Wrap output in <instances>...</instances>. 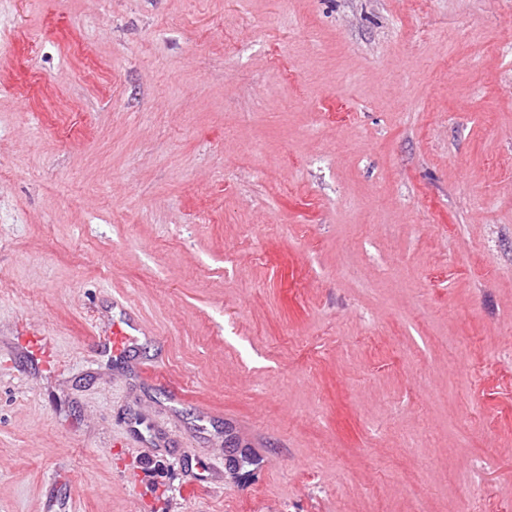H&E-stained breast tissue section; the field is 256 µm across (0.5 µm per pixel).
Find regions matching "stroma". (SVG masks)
Returning <instances> with one entry per match:
<instances>
[{
    "label": "stroma",
    "instance_id": "stroma-1",
    "mask_svg": "<svg viewBox=\"0 0 512 512\" xmlns=\"http://www.w3.org/2000/svg\"><path fill=\"white\" fill-rule=\"evenodd\" d=\"M467 493L512 512V0H0V512ZM140 330L135 321L128 322L124 327L114 325L113 328L111 327L109 336L105 338V350H112V354L117 357L123 355L137 340V337L133 336V332Z\"/></svg>",
    "mask_w": 512,
    "mask_h": 512
}]
</instances>
